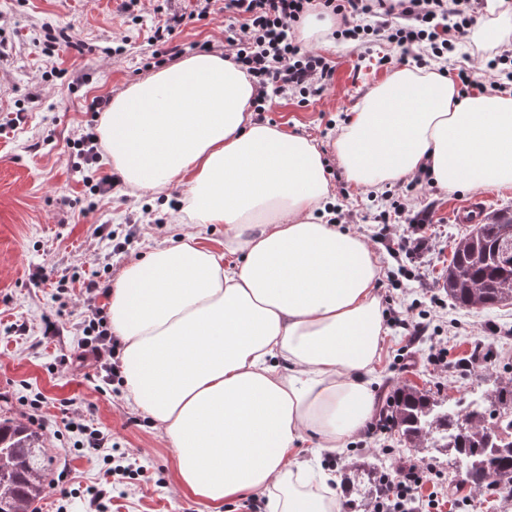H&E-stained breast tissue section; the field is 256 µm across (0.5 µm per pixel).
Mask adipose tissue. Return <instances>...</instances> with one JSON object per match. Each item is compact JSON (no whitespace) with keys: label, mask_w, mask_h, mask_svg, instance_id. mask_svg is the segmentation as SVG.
Wrapping results in <instances>:
<instances>
[{"label":"adipose tissue","mask_w":512,"mask_h":512,"mask_svg":"<svg viewBox=\"0 0 512 512\" xmlns=\"http://www.w3.org/2000/svg\"><path fill=\"white\" fill-rule=\"evenodd\" d=\"M470 38L512 46V0H479ZM254 93L209 52L113 92L99 125L113 174L129 193L179 185L183 198L178 238L113 282L112 333L127 402L184 493L208 512L246 493L267 512H338L300 448L346 447L374 412L382 268L362 235L328 222L336 194L317 145L254 121ZM333 151L365 191L424 170L445 191L512 187V92L463 98L444 73L402 68L365 94ZM217 224L220 248L203 233Z\"/></svg>","instance_id":"ef3b65f1"}]
</instances>
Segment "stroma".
<instances>
[{
	"label": "stroma",
	"instance_id": "1",
	"mask_svg": "<svg viewBox=\"0 0 512 512\" xmlns=\"http://www.w3.org/2000/svg\"><path fill=\"white\" fill-rule=\"evenodd\" d=\"M193 7L194 0H138L131 8L126 0H0V419L26 425L35 416L43 425L53 483L37 504L39 512H89V491L100 486L108 468L102 456L81 449L80 433L69 428L61 412L66 404L87 424L111 435L116 453L147 469L134 479L114 476L105 512H206L204 505L180 492L176 460L149 418L100 380L94 359L81 349L79 325L88 313L83 296L56 290L63 276L96 273L103 283H112L151 242L171 234L172 202L181 198V188L157 199L117 190L87 210L86 188L72 167L69 142L91 122L86 106L93 98L111 96L114 89L156 70L151 36L158 22L183 16L173 43L206 42L212 50L229 51L222 0L202 21L190 19ZM44 26L66 28L72 45L45 53L39 36ZM77 42L86 45V53L74 50ZM116 42L122 43V54L107 56L106 48ZM322 54L335 67L322 96L306 102L296 95L277 98L264 119L315 139L336 202L346 214V228L362 234L381 257L377 292L390 326L375 364L377 408L387 410L406 383L430 389L439 398H482L497 385L512 382V303L459 308L439 284L454 244L470 230L451 221L449 210L470 193H449L413 179L379 192L354 188L336 162L332 143L347 113L393 72L392 61L401 56L400 50L383 40L362 45L338 38ZM382 56L390 57V64L380 65ZM489 56L488 50L466 41L440 64L425 50L413 49L406 65L440 67L452 79L459 70H475L482 72L484 86L502 84L511 91V82L484 71ZM58 69L86 75L87 80L68 86L55 77ZM384 196L403 208L396 233L424 239L427 250L395 258L377 241L375 215ZM425 210L428 223H412V216ZM113 224L137 227L126 253L115 255L104 246L102 228ZM397 316L425 319V335L407 344L392 324ZM51 322L59 328L52 340L45 336ZM436 344L447 347V366L430 360ZM302 452L319 457L340 482L348 464L362 457L382 458L392 471L417 457L392 429L363 433L333 454L307 443ZM460 479L455 466L440 461L419 497L440 492L442 512H506L497 488L484 487L454 500L450 487Z\"/></svg>",
	"mask_w": 512,
	"mask_h": 512
}]
</instances>
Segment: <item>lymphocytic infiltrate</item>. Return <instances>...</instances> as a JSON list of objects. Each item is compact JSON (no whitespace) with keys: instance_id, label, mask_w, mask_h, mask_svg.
Instances as JSON below:
<instances>
[{"instance_id":"f902f5d3","label":"lymphocytic infiltrate","mask_w":512,"mask_h":512,"mask_svg":"<svg viewBox=\"0 0 512 512\" xmlns=\"http://www.w3.org/2000/svg\"><path fill=\"white\" fill-rule=\"evenodd\" d=\"M326 10L343 19L341 37L357 40L386 31L390 43L403 53L427 46L433 59L443 58L456 48L460 36L473 23L471 0H322ZM311 0H224L229 18L228 40L236 47L234 63L251 76L255 87L256 111H264L269 90L296 92L302 97L321 95L331 81L334 68L326 59L303 48L293 29L308 12ZM81 162L79 171L92 194L103 196L115 187L113 176L93 178L91 165L99 163L100 139L94 126H87L72 142ZM89 304L81 344L112 383L120 376L117 357L120 342L112 334L98 297L105 293L99 276L82 282ZM424 479V469L412 464L402 467L397 482L385 487L375 500L373 512H405L412 491Z\"/></svg>"}]
</instances>
